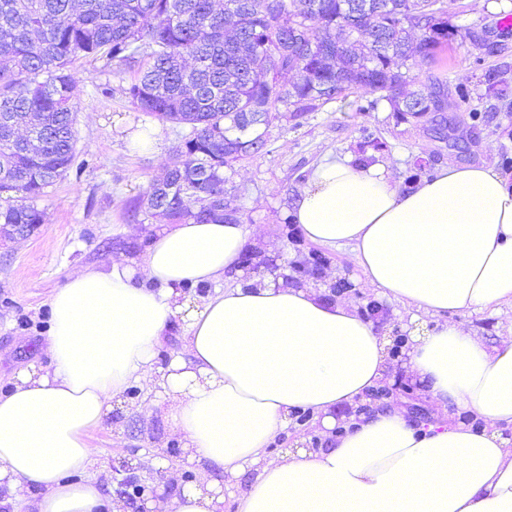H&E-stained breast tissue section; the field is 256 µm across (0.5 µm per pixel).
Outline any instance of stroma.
<instances>
[{"instance_id": "35a3bbf8", "label": "stroma", "mask_w": 512, "mask_h": 512, "mask_svg": "<svg viewBox=\"0 0 512 512\" xmlns=\"http://www.w3.org/2000/svg\"><path fill=\"white\" fill-rule=\"evenodd\" d=\"M512 10V0H446L448 26L466 32L488 26L505 37L500 53L479 55L470 44L453 40L442 45L431 64L414 68L417 83L434 80L449 100L456 101L457 86L469 91V101L458 103L447 114L448 137L436 138L428 123L397 121L390 105L380 102L371 112H352L329 103L309 113L306 122L289 128L285 122L270 129L269 153L236 166L225 185L227 196L236 199L241 220L258 225L261 234L245 252L260 276L270 267L286 271L300 266L309 281L327 288L329 300H341L364 310L377 296L361 282L349 247L327 249L305 240L296 224L286 223L290 196L306 180L326 154L376 153L389 161L401 187L414 186L436 168L488 162L512 173V99L502 101L487 94L480 77L483 71H506L512 81V24L502 22ZM79 93L76 122V158L66 177L46 188L37 206L46 213L44 224L31 232H17L0 225V393L7 392L16 371L35 363L48 366L44 351L48 334L49 299L79 267L108 263L113 255L131 257L150 246L153 227L165 223L162 215L132 213L150 182L158 176L180 142L179 128L139 112L129 102L125 88L133 72L115 74L101 65L80 63L72 72ZM152 127L158 132L159 150H131L126 131ZM274 252H267L268 243ZM462 323L488 343L512 335V309L456 314ZM146 388L123 396L120 414L111 428L98 431L100 474L104 492L122 500L124 512H136V503L121 499L112 478V460L132 459L147 488L181 483L188 463L169 456L179 438L162 414L143 417L140 407L152 400ZM303 440L305 448L328 447L318 421H290L271 442L267 454L282 455Z\"/></svg>"}]
</instances>
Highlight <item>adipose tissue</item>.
Listing matches in <instances>:
<instances>
[{
  "mask_svg": "<svg viewBox=\"0 0 512 512\" xmlns=\"http://www.w3.org/2000/svg\"><path fill=\"white\" fill-rule=\"evenodd\" d=\"M289 214L309 242L351 245L365 287L413 310L408 374L485 428L376 408L331 448L268 458L295 411L334 431L336 408L386 382L387 336L312 286H224L255 228L162 224L141 258L79 269L53 293L49 368L0 394V512H123L92 475V435L135 384L162 390L143 412L163 411L198 467L173 512H224L215 468L248 480L236 512H512V336L490 346L450 320L512 307V176L448 165L406 190L388 163L329 155ZM207 284L202 303L183 293ZM176 324L181 346L157 367Z\"/></svg>",
  "mask_w": 512,
  "mask_h": 512,
  "instance_id": "1",
  "label": "adipose tissue"
}]
</instances>
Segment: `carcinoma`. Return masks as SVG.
<instances>
[{"label":"carcinoma","mask_w":512,"mask_h":512,"mask_svg":"<svg viewBox=\"0 0 512 512\" xmlns=\"http://www.w3.org/2000/svg\"><path fill=\"white\" fill-rule=\"evenodd\" d=\"M455 37L443 0H0V224L45 223L34 201L75 158L79 61L135 71L132 105L188 127L134 209L239 223L225 171L269 152L276 120L385 100L399 120L447 128L435 83L406 87ZM483 78L507 94L504 73Z\"/></svg>","instance_id":"1"}]
</instances>
